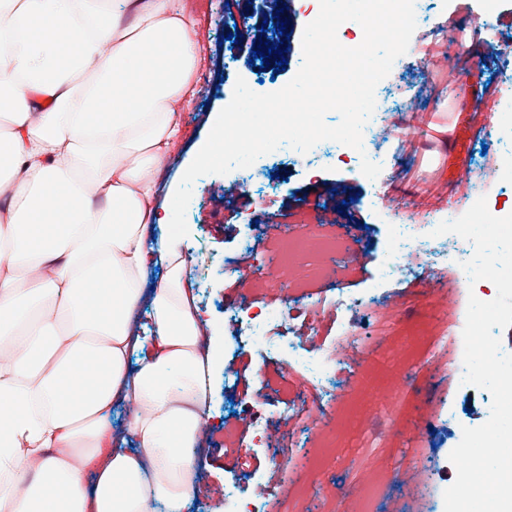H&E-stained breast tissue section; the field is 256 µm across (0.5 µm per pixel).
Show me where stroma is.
Returning a JSON list of instances; mask_svg holds the SVG:
<instances>
[{
	"instance_id": "1",
	"label": "stroma",
	"mask_w": 512,
	"mask_h": 512,
	"mask_svg": "<svg viewBox=\"0 0 512 512\" xmlns=\"http://www.w3.org/2000/svg\"><path fill=\"white\" fill-rule=\"evenodd\" d=\"M202 60L195 95L179 114L180 147L160 175L179 184L224 94L244 78L258 93L283 87L302 64L311 0H191ZM407 52L380 86L363 148L317 158L274 151L251 167L205 175L186 212L189 284L204 318L224 329L214 418L194 454L198 489L189 512L244 501L262 512H358L380 487L374 512H444L456 477L449 460L463 427L483 424L491 394L454 368L474 253L432 237L449 213L479 197L512 208L502 155L512 150V0H418ZM282 44L284 71L253 64L235 39L242 19ZM426 125L428 135L412 130ZM385 158L376 180L363 154ZM405 226V269L383 287L391 232ZM258 299L288 306L270 343L245 332ZM337 349V376L317 382L293 361Z\"/></svg>"
}]
</instances>
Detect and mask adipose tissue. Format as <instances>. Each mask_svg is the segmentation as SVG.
<instances>
[{
	"label": "adipose tissue",
	"mask_w": 512,
	"mask_h": 512,
	"mask_svg": "<svg viewBox=\"0 0 512 512\" xmlns=\"http://www.w3.org/2000/svg\"><path fill=\"white\" fill-rule=\"evenodd\" d=\"M198 54L187 0H0V512H187L196 494L224 336L180 228L149 230Z\"/></svg>",
	"instance_id": "adipose-tissue-1"
}]
</instances>
